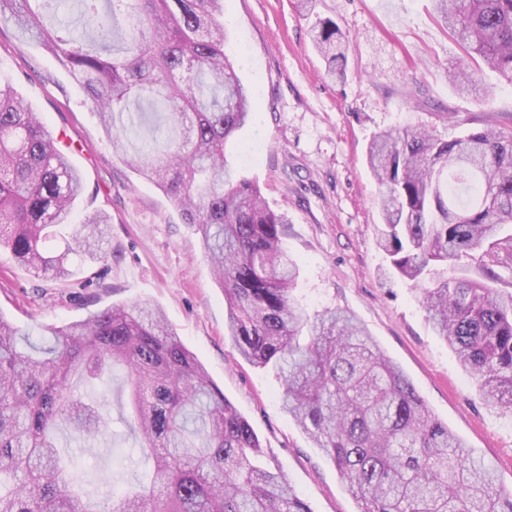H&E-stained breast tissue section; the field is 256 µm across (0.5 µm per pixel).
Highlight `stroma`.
<instances>
[{"label": "stroma", "mask_w": 512, "mask_h": 512, "mask_svg": "<svg viewBox=\"0 0 512 512\" xmlns=\"http://www.w3.org/2000/svg\"><path fill=\"white\" fill-rule=\"evenodd\" d=\"M322 20L336 22L350 42L346 81L329 78L311 41ZM224 26V50L253 105L251 123L227 142L226 155L284 215L283 245L300 267L297 297L312 312L339 307L353 314L431 412L512 488V417L472 388L453 350L431 329L412 282L381 276L380 195L366 163L378 131L430 126L448 139L459 130L442 113L479 120L512 114V85L484 66L482 103L449 86L462 49L435 19L431 0H224ZM0 81L39 113L81 172L86 190L75 218L93 210L111 217L107 261L85 259L64 283L35 276L0 252V312L45 345L49 326L114 303L154 302L310 512H358L334 463L282 410L276 370L246 361L225 335L224 292L194 229L164 192L113 156L94 107L55 58L18 41L2 23ZM135 446L116 416L109 440L84 448L71 439L63 452L89 497L99 500L140 478Z\"/></svg>", "instance_id": "1"}]
</instances>
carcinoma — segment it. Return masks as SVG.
<instances>
[{
  "label": "carcinoma",
  "mask_w": 512,
  "mask_h": 512,
  "mask_svg": "<svg viewBox=\"0 0 512 512\" xmlns=\"http://www.w3.org/2000/svg\"><path fill=\"white\" fill-rule=\"evenodd\" d=\"M78 0L88 29L56 24L59 0H0V22L54 55L90 100L112 152L166 193L199 234L227 302L239 354L283 379L282 409L329 457L359 512H512V490L436 418L412 381L351 315L309 313L295 294L297 263L284 216L258 185L235 177L225 144L253 116L224 52V0H117L125 36ZM466 56L455 89H477L482 60L512 83V0H432ZM312 40L331 76L347 78V44L331 21ZM461 135L390 128L367 164L379 186L377 237L385 273L419 287L436 333L480 395L512 416V120L448 112ZM85 192L81 173L39 114L0 83V250L35 275H73L102 251L110 216L85 215L63 246ZM464 271L448 275V268ZM38 348L0 313V512H309L286 475L262 466L261 442L162 311L113 304L51 327ZM126 371L128 426L145 479L92 501L59 451L64 426L103 439L109 403L82 390Z\"/></svg>",
  "instance_id": "carcinoma-1"
}]
</instances>
